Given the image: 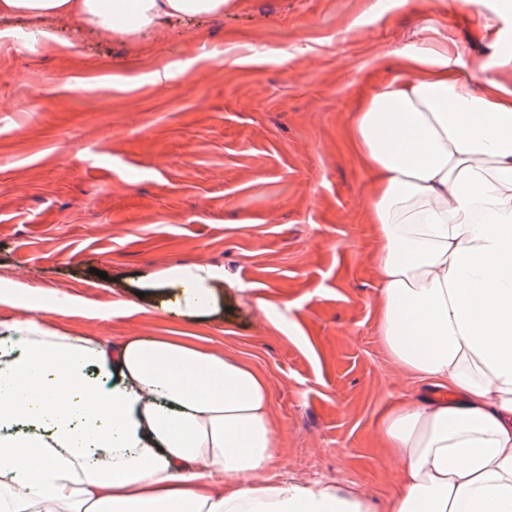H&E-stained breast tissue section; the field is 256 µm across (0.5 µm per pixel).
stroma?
<instances>
[{
    "label": "stroma",
    "instance_id": "obj_1",
    "mask_svg": "<svg viewBox=\"0 0 512 512\" xmlns=\"http://www.w3.org/2000/svg\"><path fill=\"white\" fill-rule=\"evenodd\" d=\"M0 40V290L67 303L50 324L121 345L176 332L248 357L284 435L266 476L400 489L376 421L412 387L377 333L368 178L345 130L368 64L444 38L512 87L501 0H230L125 38L51 19ZM164 74L157 83L156 74ZM206 261L217 306L156 310L153 272ZM264 300L268 315L259 314ZM1 38L16 37L21 38L28 45H38L49 40H56L55 31L33 25L25 30L2 29L0 30Z\"/></svg>",
    "mask_w": 512,
    "mask_h": 512
}]
</instances>
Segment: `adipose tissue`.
I'll return each mask as SVG.
<instances>
[{"label": "adipose tissue", "instance_id": "ef3b65f1", "mask_svg": "<svg viewBox=\"0 0 512 512\" xmlns=\"http://www.w3.org/2000/svg\"><path fill=\"white\" fill-rule=\"evenodd\" d=\"M228 2L0 0L34 21L0 37L55 39L46 16L129 37ZM464 54L406 47L396 75L373 64L346 132L370 181L378 334L399 374L442 393L376 422L402 473L384 512H512V89L460 72ZM215 276L153 274L159 310L209 312ZM0 303L20 312L0 336V512H375L359 492L265 478L284 435L245 357L194 336L115 347L46 324L63 304Z\"/></svg>", "mask_w": 512, "mask_h": 512}]
</instances>
